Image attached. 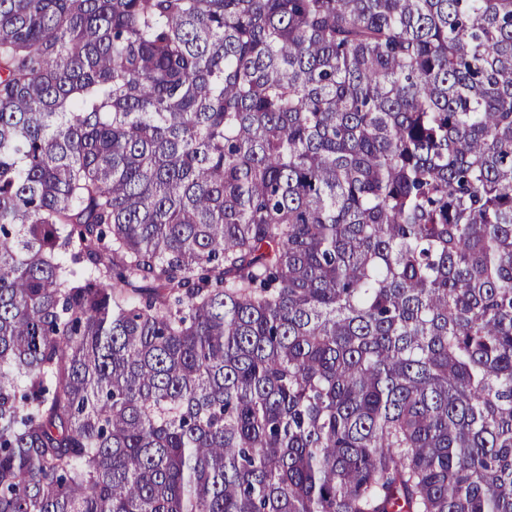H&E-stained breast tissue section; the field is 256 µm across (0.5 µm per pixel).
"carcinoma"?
<instances>
[{
  "label": "carcinoma",
  "instance_id": "obj_1",
  "mask_svg": "<svg viewBox=\"0 0 512 512\" xmlns=\"http://www.w3.org/2000/svg\"><path fill=\"white\" fill-rule=\"evenodd\" d=\"M0 512H512V0H0Z\"/></svg>",
  "mask_w": 512,
  "mask_h": 512
}]
</instances>
